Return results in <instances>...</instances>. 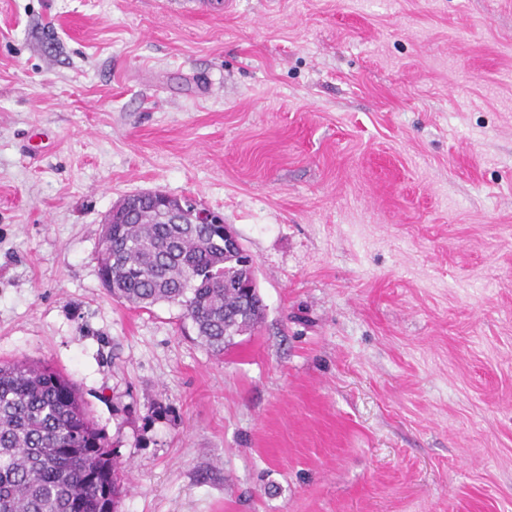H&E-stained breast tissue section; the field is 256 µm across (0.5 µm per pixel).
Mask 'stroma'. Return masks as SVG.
Instances as JSON below:
<instances>
[{
  "mask_svg": "<svg viewBox=\"0 0 512 512\" xmlns=\"http://www.w3.org/2000/svg\"><path fill=\"white\" fill-rule=\"evenodd\" d=\"M0 0V361L72 378L117 512H512V0ZM218 211L223 355L101 284L104 219Z\"/></svg>",
  "mask_w": 512,
  "mask_h": 512,
  "instance_id": "1",
  "label": "stroma"
}]
</instances>
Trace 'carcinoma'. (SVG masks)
Instances as JSON below:
<instances>
[{
	"instance_id": "obj_1",
	"label": "carcinoma",
	"mask_w": 512,
	"mask_h": 512,
	"mask_svg": "<svg viewBox=\"0 0 512 512\" xmlns=\"http://www.w3.org/2000/svg\"><path fill=\"white\" fill-rule=\"evenodd\" d=\"M98 263L112 297L138 308L177 305L209 350L222 352L264 316L240 279L241 247L223 227L171 224L151 193L103 225ZM118 466L76 384L47 364L0 363V512H114Z\"/></svg>"
}]
</instances>
